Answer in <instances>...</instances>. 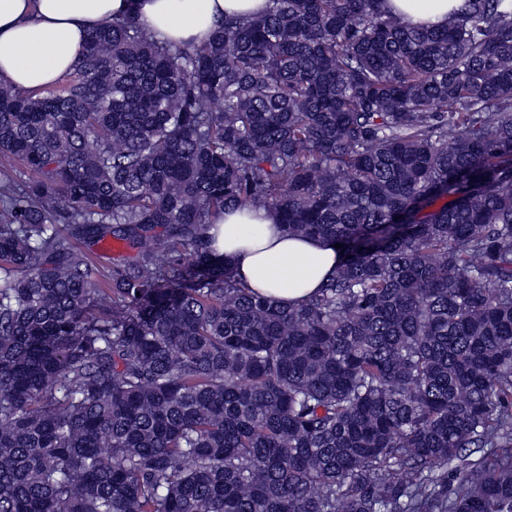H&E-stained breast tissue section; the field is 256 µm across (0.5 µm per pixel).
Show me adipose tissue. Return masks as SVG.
Here are the masks:
<instances>
[{"mask_svg": "<svg viewBox=\"0 0 512 512\" xmlns=\"http://www.w3.org/2000/svg\"><path fill=\"white\" fill-rule=\"evenodd\" d=\"M459 0H383L384 10L409 24L444 25ZM268 0H0V80L37 90L75 68L89 29L128 14L165 43L196 46L217 20L249 16ZM217 246L236 279L288 306L305 301L334 272V245L288 236L263 207L226 212L216 219Z\"/></svg>", "mask_w": 512, "mask_h": 512, "instance_id": "ef3b65f1", "label": "adipose tissue"}]
</instances>
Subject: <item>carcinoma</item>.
Wrapping results in <instances>:
<instances>
[{"label": "carcinoma", "instance_id": "cac0c4a2", "mask_svg": "<svg viewBox=\"0 0 512 512\" xmlns=\"http://www.w3.org/2000/svg\"><path fill=\"white\" fill-rule=\"evenodd\" d=\"M268 2L0 81V512H512V0ZM257 205L342 245L301 305L213 248ZM414 1H423L424 4L417 7ZM459 2L460 0H383L382 8L400 14L409 24L441 26L448 21V12Z\"/></svg>", "mask_w": 512, "mask_h": 512}]
</instances>
